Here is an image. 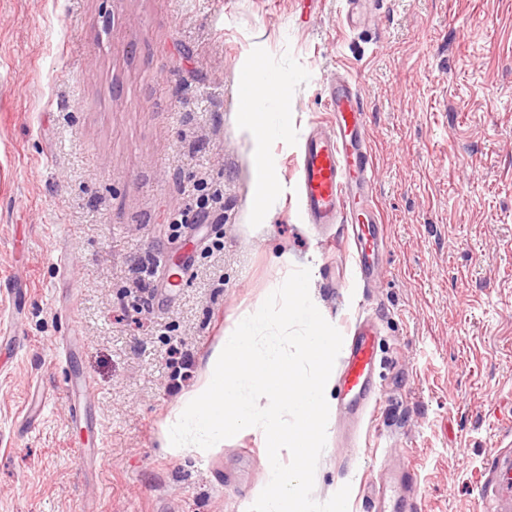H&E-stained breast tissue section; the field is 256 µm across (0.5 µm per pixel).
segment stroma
<instances>
[{"label": "stroma", "mask_w": 512, "mask_h": 512, "mask_svg": "<svg viewBox=\"0 0 512 512\" xmlns=\"http://www.w3.org/2000/svg\"><path fill=\"white\" fill-rule=\"evenodd\" d=\"M346 10L0 0V512H247L267 484L261 430L177 453L167 430L214 347L301 267L341 333L360 314L380 331L363 420L329 383L314 499L347 484L348 512H372L385 460L417 482L404 512H493L478 474L512 477V0H372L351 27ZM255 60L288 78L269 106L284 131L260 147L237 114ZM340 72L385 224L366 284L345 228L307 223L297 197ZM258 158L259 162L254 168L257 184L265 196L272 197L276 193L275 181L272 176V164L262 153H259Z\"/></svg>", "instance_id": "stroma-1"}]
</instances>
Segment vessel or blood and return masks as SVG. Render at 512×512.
I'll use <instances>...</instances> for the list:
<instances>
[{
	"mask_svg": "<svg viewBox=\"0 0 512 512\" xmlns=\"http://www.w3.org/2000/svg\"><path fill=\"white\" fill-rule=\"evenodd\" d=\"M327 128L310 135L301 149L299 206L311 224H345L352 228V259L360 281L376 270V246L382 219L373 196L374 162L368 145L365 109L348 76L329 86ZM376 331L370 320L357 318L342 359L343 391L348 401L374 399L370 373L375 360Z\"/></svg>",
	"mask_w": 512,
	"mask_h": 512,
	"instance_id": "vessel-or-blood-1",
	"label": "vessel or blood"
}]
</instances>
